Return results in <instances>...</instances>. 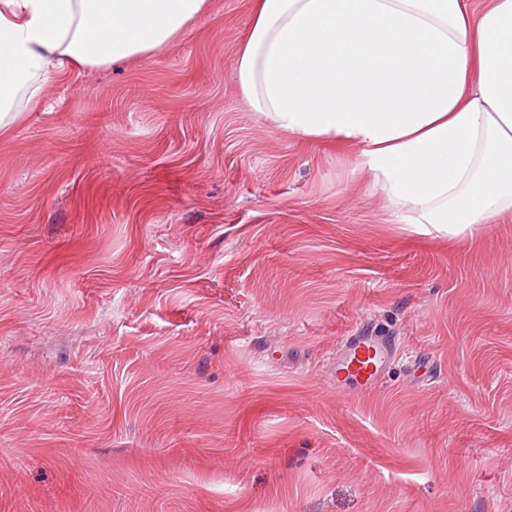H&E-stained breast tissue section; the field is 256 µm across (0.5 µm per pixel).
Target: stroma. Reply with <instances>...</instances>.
<instances>
[{
	"label": "stroma",
	"mask_w": 512,
	"mask_h": 512,
	"mask_svg": "<svg viewBox=\"0 0 512 512\" xmlns=\"http://www.w3.org/2000/svg\"><path fill=\"white\" fill-rule=\"evenodd\" d=\"M252 5L0 134V512H512V218L392 223L248 110ZM364 320L399 358L342 393Z\"/></svg>",
	"instance_id": "1"
}]
</instances>
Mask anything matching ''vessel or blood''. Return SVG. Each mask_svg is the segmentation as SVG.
<instances>
[{
    "instance_id": "1",
    "label": "vessel or blood",
    "mask_w": 512,
    "mask_h": 512,
    "mask_svg": "<svg viewBox=\"0 0 512 512\" xmlns=\"http://www.w3.org/2000/svg\"><path fill=\"white\" fill-rule=\"evenodd\" d=\"M394 339L370 330L368 324L356 326L337 343L327 362L338 391L370 389L379 385L395 360Z\"/></svg>"
}]
</instances>
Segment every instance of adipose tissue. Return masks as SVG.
Masks as SVG:
<instances>
[{
  "mask_svg": "<svg viewBox=\"0 0 512 512\" xmlns=\"http://www.w3.org/2000/svg\"><path fill=\"white\" fill-rule=\"evenodd\" d=\"M210 0H0V130L69 69L175 42ZM242 101L357 147L394 223L472 234L512 214V0H253Z\"/></svg>",
  "mask_w": 512,
  "mask_h": 512,
  "instance_id": "obj_1",
  "label": "adipose tissue"
}]
</instances>
